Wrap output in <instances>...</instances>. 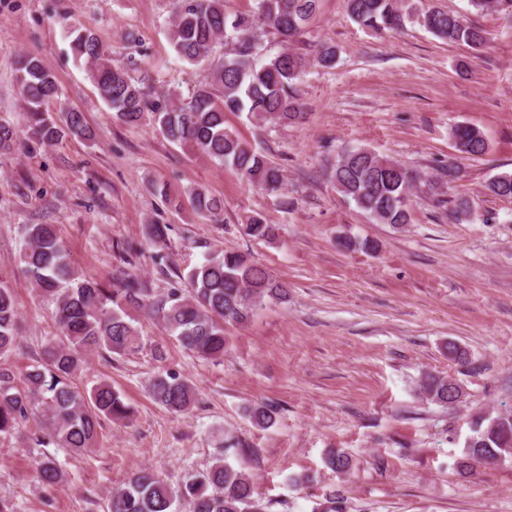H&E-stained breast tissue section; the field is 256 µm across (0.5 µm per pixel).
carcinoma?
Wrapping results in <instances>:
<instances>
[{
    "label": "carcinoma",
    "mask_w": 512,
    "mask_h": 512,
    "mask_svg": "<svg viewBox=\"0 0 512 512\" xmlns=\"http://www.w3.org/2000/svg\"><path fill=\"white\" fill-rule=\"evenodd\" d=\"M254 11L232 18L224 13V0H178L168 32L177 55L203 66L202 77L191 95L181 99H153L90 32L72 40L78 58L90 65L89 78L116 118L130 127L140 125L145 113L168 140L189 146L210 160L235 169L243 180L268 192L284 188L282 170L225 126L224 113L245 112L253 120L288 125L301 113L298 82L312 64L330 67L336 48L322 43L309 60L284 49L271 58L259 52L258 30L267 25L285 43L299 36L315 14L319 0H255ZM350 18L374 32L397 30L413 17L437 38L472 49L484 45V31L464 17L439 9L405 13L399 0H346ZM232 41L230 51L217 55L218 47ZM16 84L25 117V131L0 122V148H9L20 134L30 142L53 144L67 135L90 137L83 113L67 109L62 118L49 116L47 103L58 96L56 77L41 59L25 54L16 61ZM457 149L479 156L487 151L484 135L469 125L453 131ZM337 191L370 214L380 224L410 223L409 195L421 176L372 149L345 152L330 169ZM487 189L495 196L512 198V174L493 177ZM188 195L194 209L214 223L224 222L223 202L193 187ZM245 235L266 243L278 239L279 228L260 215H250L242 225ZM23 253L24 273L41 294L54 304L56 335L47 343L45 363L32 366L19 383L0 369V437L18 430L27 408L38 400L48 424V443L80 454L99 443L100 421L130 417L131 407L112 384L101 379L85 393L74 386L85 357L92 353L124 355L140 351L141 331L129 321L128 309L142 311L161 322L164 330L185 350L204 359L224 357L228 345L226 326L242 325L269 298L283 300L286 284L273 279L246 256L226 251L193 268L190 288H173L164 300L155 299L152 284L131 273L116 283L104 284L78 276L52 224H28ZM19 347V322L12 288L0 281V359ZM420 388L437 404L449 405L462 396L458 383L428 374ZM153 400L172 413L190 410L198 400L194 384L175 373L159 372L150 383ZM250 418L261 428L274 423L275 413L265 405L251 409ZM512 459V413L479 417L464 443L461 468ZM326 466L338 473L351 468L341 450L330 451ZM41 482L53 486L63 478L61 464L46 458L39 465ZM177 500L188 502L192 512H261L255 486L244 472L219 455L210 468L190 475L172 490L152 471L133 473L125 487L115 492L108 512H174Z\"/></svg>",
    "instance_id": "1"
}]
</instances>
